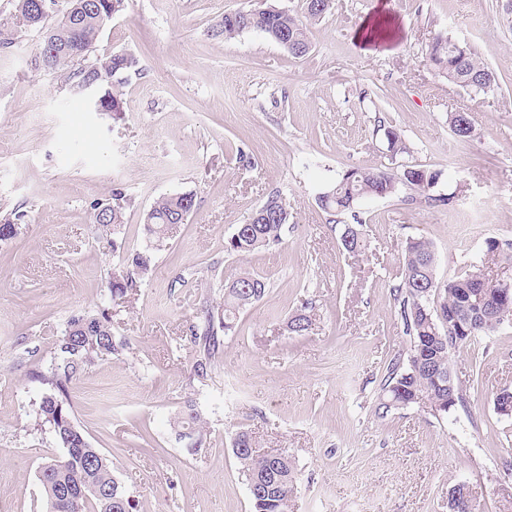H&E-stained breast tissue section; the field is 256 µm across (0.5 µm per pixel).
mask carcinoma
<instances>
[{
    "label": "carcinoma",
    "mask_w": 512,
    "mask_h": 512,
    "mask_svg": "<svg viewBox=\"0 0 512 512\" xmlns=\"http://www.w3.org/2000/svg\"><path fill=\"white\" fill-rule=\"evenodd\" d=\"M125 2L68 0L62 18L50 25L48 17L57 0L39 3L16 0V27H0V46L10 44L19 28L40 31L39 66L52 71L78 66L72 73L78 83L94 82L104 90L103 106L110 112H120L121 99L110 87L122 83L121 75L138 69V59L123 51L93 61L89 60V55L106 24L125 9ZM331 7L332 0H303L299 14L271 5L229 12L224 14L215 35L229 41L246 32L258 31L299 59L311 48L308 24L322 18ZM428 58L449 82L465 91L488 94L499 89L494 72L479 60L466 42L438 33L429 45ZM450 126L460 140L472 137L473 124L468 113L451 114ZM377 130L384 133L390 158L407 152L405 142L393 126L382 121ZM440 179L441 172L420 165H406L397 173L381 167L352 168L340 174L316 202L334 223L336 217L354 212L360 200L390 197L403 185L418 191L427 205L440 208L451 204L455 198L454 194L440 189ZM130 204L131 198L118 190L113 193L112 203L95 206V223L112 227L114 253L124 249L117 235ZM195 206L191 193L165 194L154 201L144 224L149 245L121 256L119 270L112 272L110 292L114 305L123 304L129 291L149 274L153 251L166 245L173 226L184 223ZM291 217L282 197L269 195L255 210L250 222L239 225L224 241V251L244 255L279 243L281 232ZM340 242L350 252L363 246L359 231L350 224L344 225ZM479 272L477 268L441 283L436 278L432 243L424 238L407 243L393 295L400 306L404 332L410 337V349L407 363L396 360L391 364L379 402L382 412L407 408L426 399L431 410L446 415L448 406L464 404L457 386H448L450 355L458 349L455 336L459 335V326L454 323V315L461 311L478 312L477 307L469 304L468 291L474 288ZM267 288L263 278L249 272L224 282L222 302L205 309L202 328L194 326L190 330L189 341L196 347L193 376L209 377L216 354L224 344L220 335L235 332L240 313L259 301ZM311 326V316L304 308L286 321L289 332L297 336L306 335ZM126 347L127 341L112 334V315L108 308L76 313L69 317L62 336L56 340L48 367L35 372V379L48 386V392L34 403L33 430H50L56 444L63 448L60 456L45 461L38 470L47 512H134L133 500L112 471V460L91 445L75 419L69 391V383L74 378L95 362L120 355ZM173 427L180 439L185 432H191L190 441L185 443L188 453L196 454L206 447L207 434L193 401H187L175 414ZM231 446L236 449L234 456L248 486L252 487L249 491L252 512H288L297 483L288 452L271 456L257 454V442L245 430L234 434Z\"/></svg>",
    "instance_id": "cac0c4a2"
}]
</instances>
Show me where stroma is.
I'll return each mask as SVG.
<instances>
[{"label":"stroma","instance_id":"1","mask_svg":"<svg viewBox=\"0 0 512 512\" xmlns=\"http://www.w3.org/2000/svg\"><path fill=\"white\" fill-rule=\"evenodd\" d=\"M293 12L302 0H127L93 48L134 55L120 116L93 111L65 73L38 67L40 36L0 48V221L22 213L0 241V512H44L39 465L60 450L32 430L41 387L68 317L112 306L122 355L95 363L69 390L93 446L112 461L136 512H251L231 439L253 433L259 452L288 451L298 474L289 512H448L463 483L472 512H512V417L494 397L512 390V323L452 352L466 403L438 416L425 405L387 413L378 397L392 359L410 348L392 288L407 241L429 239L439 282L472 266L512 277L486 253L512 245V33L497 0H333L309 23V54L291 57L264 34L214 36L225 13L261 2ZM385 36L362 44L364 23ZM443 32L491 67L496 93L471 95L428 60ZM452 112L475 127L459 142ZM409 152L400 164L443 171L452 206L431 209L408 187L356 207L364 249L316 204L319 188L349 168L388 164L378 120ZM132 198L126 250L146 244V212L160 195L190 192L196 207L173 227L128 303L113 306L111 235L95 203L114 189ZM293 215L279 245L227 255L224 241L270 193ZM265 296L241 313L211 375L191 374L190 326L242 271ZM308 335L284 321L297 308ZM198 406L211 446L187 455L171 419Z\"/></svg>","mask_w":512,"mask_h":512}]
</instances>
